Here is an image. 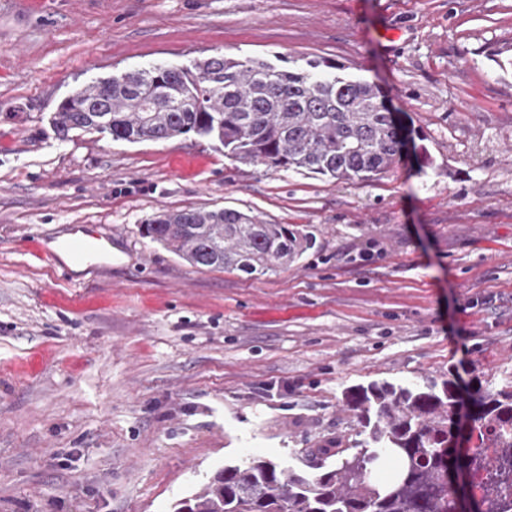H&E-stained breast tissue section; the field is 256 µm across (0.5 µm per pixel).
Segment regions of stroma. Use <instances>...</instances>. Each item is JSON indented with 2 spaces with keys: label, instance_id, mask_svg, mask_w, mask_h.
I'll return each instance as SVG.
<instances>
[{
  "label": "stroma",
  "instance_id": "stroma-1",
  "mask_svg": "<svg viewBox=\"0 0 512 512\" xmlns=\"http://www.w3.org/2000/svg\"><path fill=\"white\" fill-rule=\"evenodd\" d=\"M379 84L428 163L366 181L195 136L58 139L74 89L215 53ZM313 227L253 278L143 238L167 210ZM112 235L92 278L53 242ZM512 393V0H0V512H174L216 472L357 448L358 385Z\"/></svg>",
  "mask_w": 512,
  "mask_h": 512
}]
</instances>
